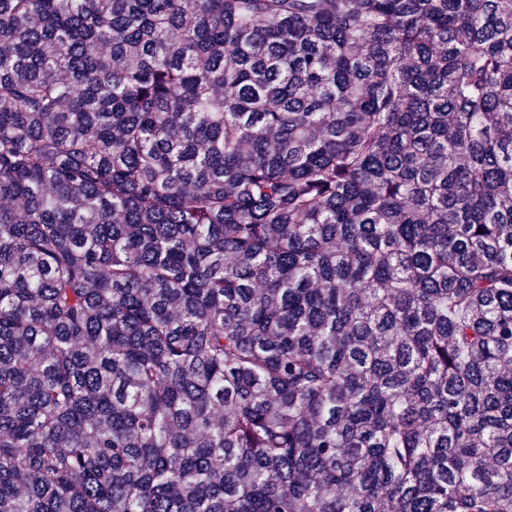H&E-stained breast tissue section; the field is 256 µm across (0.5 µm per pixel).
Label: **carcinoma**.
<instances>
[{"mask_svg": "<svg viewBox=\"0 0 512 512\" xmlns=\"http://www.w3.org/2000/svg\"><path fill=\"white\" fill-rule=\"evenodd\" d=\"M0 512H512V0H0Z\"/></svg>", "mask_w": 512, "mask_h": 512, "instance_id": "1", "label": "carcinoma"}]
</instances>
